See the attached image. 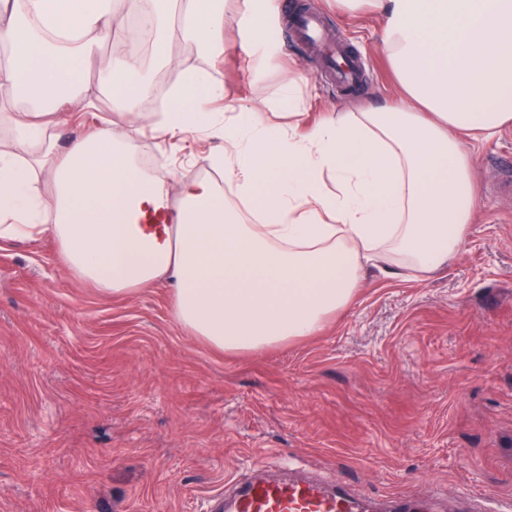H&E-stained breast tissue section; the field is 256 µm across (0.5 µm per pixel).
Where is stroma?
Instances as JSON below:
<instances>
[{
  "label": "stroma",
  "instance_id": "stroma-1",
  "mask_svg": "<svg viewBox=\"0 0 512 512\" xmlns=\"http://www.w3.org/2000/svg\"><path fill=\"white\" fill-rule=\"evenodd\" d=\"M297 2L357 57L359 91L336 86L277 7L267 24L282 51L264 70L249 66L256 43L225 30L214 76L230 98L279 103L285 73L297 74L309 127L398 95L377 15ZM171 51L154 96L118 126L137 133L132 156L183 70L208 65L180 39ZM118 109L94 92L49 133L65 148ZM223 146L205 132L164 143L154 176L178 198L170 171L201 170ZM469 149L478 206L451 264L429 275L367 268L319 335L257 353L191 336L166 285L104 294L63 267L51 237L0 246V512H201L225 481L298 463L378 499H512V196L496 190L512 170V126Z\"/></svg>",
  "mask_w": 512,
  "mask_h": 512
}]
</instances>
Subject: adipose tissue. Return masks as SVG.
<instances>
[{
  "instance_id": "obj_1",
  "label": "adipose tissue",
  "mask_w": 512,
  "mask_h": 512,
  "mask_svg": "<svg viewBox=\"0 0 512 512\" xmlns=\"http://www.w3.org/2000/svg\"><path fill=\"white\" fill-rule=\"evenodd\" d=\"M0 0V97L25 98L17 144L39 146L51 175L43 196L32 165L0 150V241L54 238L66 267L106 294L127 297L159 280L172 286L171 311L191 335L228 353H251L318 335L353 299L367 266L432 273L459 254L473 221L474 160L465 139L512 125V0H368L383 19L382 40L399 95L359 112H332L301 131L268 104L228 102L209 110L224 86L206 70L187 72L144 142L152 151L196 131L223 132L209 155L223 181L174 169L180 197L145 176L112 122L95 126L57 154L43 119L90 87L84 62L111 36L121 0ZM169 52L175 0H135ZM186 0L181 38L218 61L228 25L267 41L270 0ZM98 85L137 112L154 87L135 57L102 59ZM331 175L336 189L322 188Z\"/></svg>"
}]
</instances>
